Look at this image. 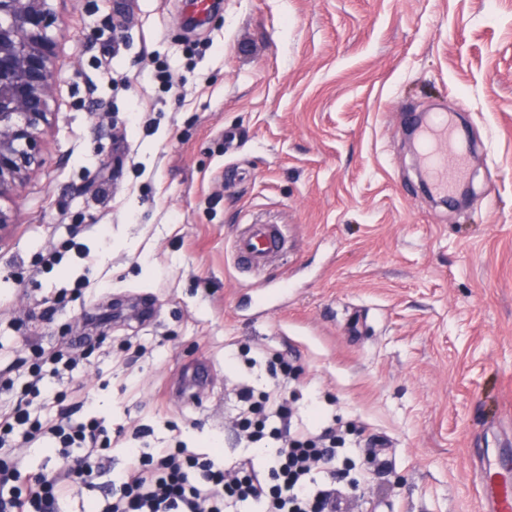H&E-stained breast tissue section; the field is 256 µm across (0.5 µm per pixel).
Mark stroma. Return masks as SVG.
Returning <instances> with one entry per match:
<instances>
[{
	"instance_id": "35a3bbf8",
	"label": "stroma",
	"mask_w": 512,
	"mask_h": 512,
	"mask_svg": "<svg viewBox=\"0 0 512 512\" xmlns=\"http://www.w3.org/2000/svg\"><path fill=\"white\" fill-rule=\"evenodd\" d=\"M53 7L43 163L0 202V370L83 337L60 388L86 414L234 461L237 391L271 381L242 353L280 355L300 413L355 429L347 512H480V458L512 443V0ZM418 112L485 145L464 203L423 192ZM251 224L286 241L260 268L234 259Z\"/></svg>"
}]
</instances>
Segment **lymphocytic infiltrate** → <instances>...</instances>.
Returning a JSON list of instances; mask_svg holds the SVG:
<instances>
[{
  "label": "lymphocytic infiltrate",
  "instance_id": "obj_1",
  "mask_svg": "<svg viewBox=\"0 0 512 512\" xmlns=\"http://www.w3.org/2000/svg\"><path fill=\"white\" fill-rule=\"evenodd\" d=\"M34 361L21 382H0L14 392L12 405L0 408V512H59L76 487L101 479L97 459L110 448L112 436L96 418L81 417L85 399L74 400L54 414L33 410L32 401L50 396L49 377H62L79 364L69 348L35 345ZM293 368L280 361L272 384L240 390L241 417L249 444L271 449L264 463L247 457L235 466L220 465L218 453L199 456L183 443L144 448L135 431L125 448L127 465L106 505L83 502L81 512H336L341 497L356 496L361 481L350 477L345 441L332 419H297L288 383ZM43 442L62 454L49 477L20 484L21 461L12 449ZM80 454L69 457L70 449Z\"/></svg>",
  "mask_w": 512,
  "mask_h": 512
}]
</instances>
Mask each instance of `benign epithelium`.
I'll use <instances>...</instances> for the list:
<instances>
[{
  "mask_svg": "<svg viewBox=\"0 0 512 512\" xmlns=\"http://www.w3.org/2000/svg\"><path fill=\"white\" fill-rule=\"evenodd\" d=\"M50 0H0V200L41 162V127L54 95Z\"/></svg>",
  "mask_w": 512,
  "mask_h": 512,
  "instance_id": "obj_1",
  "label": "benign epithelium"
}]
</instances>
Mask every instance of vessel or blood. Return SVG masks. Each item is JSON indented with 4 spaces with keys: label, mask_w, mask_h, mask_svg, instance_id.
I'll return each mask as SVG.
<instances>
[{
    "label": "vessel or blood",
    "mask_w": 512,
    "mask_h": 512,
    "mask_svg": "<svg viewBox=\"0 0 512 512\" xmlns=\"http://www.w3.org/2000/svg\"><path fill=\"white\" fill-rule=\"evenodd\" d=\"M420 148L434 191L441 196L450 195L467 174L468 153L459 146L456 127L448 113L432 114L421 133ZM279 248L276 226L256 224L237 241L235 252L239 261L258 267ZM479 480L485 512H512V457H488L479 469Z\"/></svg>",
    "instance_id": "b4317fda"
}]
</instances>
